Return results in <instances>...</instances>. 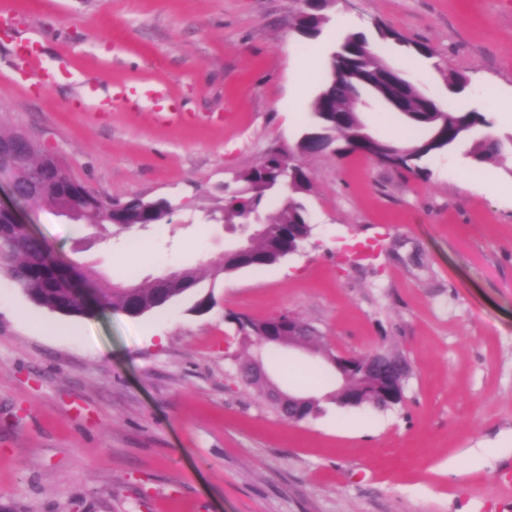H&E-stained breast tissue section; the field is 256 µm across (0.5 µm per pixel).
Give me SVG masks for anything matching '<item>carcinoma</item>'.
I'll list each match as a JSON object with an SVG mask.
<instances>
[{
  "label": "carcinoma",
  "instance_id": "carcinoma-1",
  "mask_svg": "<svg viewBox=\"0 0 512 512\" xmlns=\"http://www.w3.org/2000/svg\"><path fill=\"white\" fill-rule=\"evenodd\" d=\"M334 0H308L296 17L295 29L308 40L317 38L328 20L327 11ZM374 37L363 31L348 33L330 54L321 74L322 88L311 104L310 122L296 144V151L287 152L272 147L257 165L235 174L232 182L224 185V197L211 210V219L226 224H240L245 210L239 200L250 203L251 212L266 224L265 233L254 240L250 256L243 260H228L211 269L213 279L243 268H261L272 265L287 256L289 249L311 236L313 227L301 195L312 189L310 171L296 156L312 155L313 141L323 151L343 156L355 151L365 155L394 153L405 157V170L422 178L431 172L421 166L429 154L470 144L468 155L483 162L496 158H512V137L502 140L489 135L493 120L485 112L475 109L444 107L438 100L421 91L410 82L403 71L390 66L375 50V42H393L407 48L413 56L434 57L426 44L407 39L400 31L374 25ZM357 96L367 92L385 112L404 118L417 135L403 143L372 137L358 142L357 132L365 126L359 112H349L350 99L346 88ZM26 161L32 175L21 180L18 193L24 203L32 207L48 206L58 211L77 208L81 219H88L103 227H112L116 236L132 229L146 230L156 224L170 221L175 207L171 201L160 198L146 202L139 197L126 201H112L89 193L68 172L63 163L42 149L35 141L17 133L0 131V169H11L19 161ZM279 198L274 212L265 211L268 199ZM0 271L6 273L34 304L53 313L68 317L91 314L69 291L54 286L52 273H68L73 281L92 288L104 304L115 312L140 317L167 306L174 300L199 288L202 278L199 269L185 272L176 287L160 277H148L135 284L136 292L128 294L124 285L87 273L57 260L41 239L30 235L26 228L0 216ZM268 320H247L241 325L240 343L243 348H258ZM351 382L359 390L358 404L380 408L399 405L396 400L378 397L375 384L364 377L353 376Z\"/></svg>",
  "mask_w": 512,
  "mask_h": 512
}]
</instances>
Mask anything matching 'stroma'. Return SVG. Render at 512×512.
I'll return each instance as SVG.
<instances>
[{
	"mask_svg": "<svg viewBox=\"0 0 512 512\" xmlns=\"http://www.w3.org/2000/svg\"><path fill=\"white\" fill-rule=\"evenodd\" d=\"M298 0H0V129L26 133L92 192L166 198L173 221L130 241L73 232L0 182V203L68 264L109 278L222 261L237 231L203 217L234 172L294 145L339 37L294 29ZM346 30L375 23L430 45L388 62L442 104L488 113L512 135V0H337ZM44 64L67 59L95 96L116 85L167 86L181 114L150 101L73 112L79 89L19 82L13 35ZM310 59L296 74L293 60ZM468 79L450 94L444 77ZM312 235L272 265L204 280L214 305L188 296L132 318L67 317L33 304L0 272V505L16 512H512V162L430 155L421 179L360 152L305 157ZM289 312L331 349L386 347L412 365L403 402L380 409L328 400L319 358L275 350L271 379L322 394L289 422L237 377L236 321ZM469 448L502 454L470 463Z\"/></svg>",
	"mask_w": 512,
	"mask_h": 512,
	"instance_id": "obj_1",
	"label": "stroma"
}]
</instances>
